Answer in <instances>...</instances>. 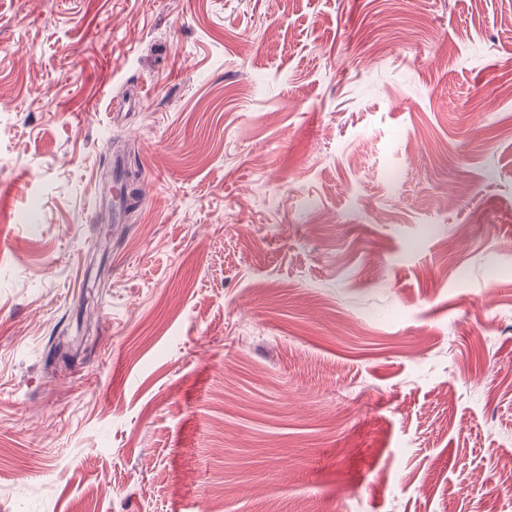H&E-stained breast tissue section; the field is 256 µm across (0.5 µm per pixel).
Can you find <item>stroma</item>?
Listing matches in <instances>:
<instances>
[{
    "label": "stroma",
    "mask_w": 512,
    "mask_h": 512,
    "mask_svg": "<svg viewBox=\"0 0 512 512\" xmlns=\"http://www.w3.org/2000/svg\"><path fill=\"white\" fill-rule=\"evenodd\" d=\"M510 86L512 0H0V512H512ZM122 168V160L115 159L112 165V221H120L130 204L127 197L123 194L125 178Z\"/></svg>",
    "instance_id": "stroma-1"
}]
</instances>
